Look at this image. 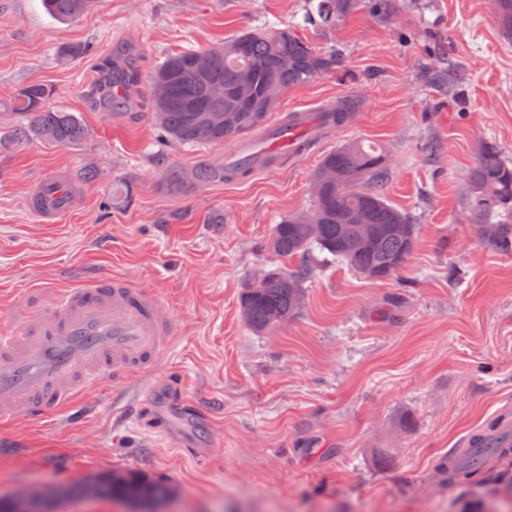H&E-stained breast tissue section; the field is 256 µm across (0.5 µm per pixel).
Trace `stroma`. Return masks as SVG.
Here are the masks:
<instances>
[{
    "label": "stroma",
    "mask_w": 512,
    "mask_h": 512,
    "mask_svg": "<svg viewBox=\"0 0 512 512\" xmlns=\"http://www.w3.org/2000/svg\"><path fill=\"white\" fill-rule=\"evenodd\" d=\"M307 0H97L78 20L41 0H0V136L24 115L9 102L41 82L86 133L0 150V315L11 291L134 276L177 319L175 343L137 405L129 387L82 398L86 419L0 422V495L63 489L55 512H131L80 488L115 473L169 488L159 512H512V455L447 486L439 461L512 408V253L473 220L470 173L486 142L512 166V36L494 0H354L336 26L303 25ZM301 24L335 70L284 92L282 115L347 105L353 122L307 158L200 183L232 142L187 145L154 117L149 77L174 52L249 27ZM123 43L140 52L133 109L95 102L98 66ZM74 55H66V48ZM388 153L384 199L407 213L417 245L403 271L376 282L320 265L287 325L257 334L238 296L297 260L270 252L274 224L307 209L312 174L351 141ZM92 167L94 183L80 174ZM57 182L55 222L28 197Z\"/></svg>",
    "instance_id": "obj_1"
}]
</instances>
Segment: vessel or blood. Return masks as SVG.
<instances>
[{
  "mask_svg": "<svg viewBox=\"0 0 512 512\" xmlns=\"http://www.w3.org/2000/svg\"><path fill=\"white\" fill-rule=\"evenodd\" d=\"M334 131H316L295 115L286 127L237 142L232 159L262 170L270 157H292L303 143ZM31 205L51 221L61 196L39 192ZM174 334L159 299L133 277L58 289L46 308L0 330V421L76 413L77 398L91 388L151 372L169 354Z\"/></svg>",
  "mask_w": 512,
  "mask_h": 512,
  "instance_id": "1",
  "label": "vessel or blood"
}]
</instances>
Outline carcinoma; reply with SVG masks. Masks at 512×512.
<instances>
[{"label": "carcinoma", "instance_id": "1", "mask_svg": "<svg viewBox=\"0 0 512 512\" xmlns=\"http://www.w3.org/2000/svg\"><path fill=\"white\" fill-rule=\"evenodd\" d=\"M96 0H43L46 11L58 20L76 19L89 12ZM351 8V0H318L314 10L304 16L309 23L332 27ZM214 54L207 77L201 78L193 68L201 52L184 50L167 56L152 71L150 92L159 125L172 139L190 145L217 144L242 138L267 126L278 103L268 100L266 89L276 85L285 91L310 83L336 69V51L319 52L310 46L290 24L259 26L246 29L224 43L208 49ZM252 75L247 106L237 112L235 123L222 130L191 119V110L222 111L226 99L215 94L234 89L244 71ZM107 84L103 99L107 105L120 107L112 99V85L123 92L136 86L139 70L124 60L106 67ZM52 90L39 82L23 85L11 106L29 118V126L18 129L15 138L32 133L44 140L67 145L83 137L81 119L72 112L50 105ZM386 152L378 146L349 143L326 155L318 169H331L336 180L325 184L323 193L313 197L306 214L311 221L302 222L294 213L274 225L267 246L276 254L301 258L295 269L277 267L266 271L256 287L242 289L238 303L245 323L256 333L270 332V317L278 324L288 323L300 310L303 283L313 272V251L326 252L337 262L362 277L377 273L387 280L406 266L417 243V225L393 207L379 193L388 178L383 163ZM246 174L241 167L207 164L195 171L200 183L232 179ZM470 181L476 190L474 214L481 227L492 226L486 241L496 250L512 251V224L494 220L495 215L512 209V168L503 160L492 142L482 146ZM486 462L480 458L465 462L451 473L457 481L480 470ZM89 492H106L114 497H130L137 491L148 501H161L165 487L136 478L114 477L112 482L96 484Z\"/></svg>", "mask_w": 512, "mask_h": 512}]
</instances>
